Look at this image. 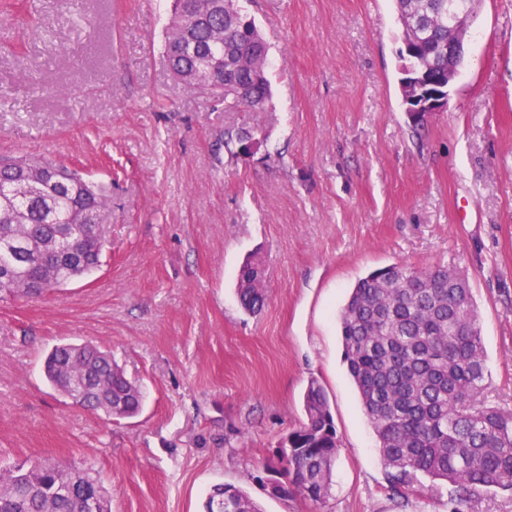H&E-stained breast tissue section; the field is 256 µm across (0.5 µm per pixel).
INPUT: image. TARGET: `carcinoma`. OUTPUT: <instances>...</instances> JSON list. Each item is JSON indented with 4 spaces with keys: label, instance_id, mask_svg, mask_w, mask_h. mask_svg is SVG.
I'll use <instances>...</instances> for the list:
<instances>
[{
    "label": "carcinoma",
    "instance_id": "1",
    "mask_svg": "<svg viewBox=\"0 0 512 512\" xmlns=\"http://www.w3.org/2000/svg\"><path fill=\"white\" fill-rule=\"evenodd\" d=\"M398 20L410 15L419 42L409 60L419 72L448 73V0H396ZM164 53L175 81L191 93L224 99L230 112H265L270 98L269 47L238 0L200 23L192 0H174ZM106 191L61 162L45 157L0 158V265L15 271L0 299L32 297L28 286L55 288L101 265L105 245L85 214L108 206ZM257 260L238 278L242 307L265 303ZM450 267L392 264L352 289L340 313L344 360L379 442L389 480L402 495L424 490L419 476L451 486L448 512L482 489L512 491V413L482 392L486 354L470 285L448 283ZM51 386L84 408L108 417L139 413L143 394L112 355L93 344L65 343L48 355ZM307 421L277 450L282 476L274 488L317 504L330 494L339 440L326 392L312 381L303 396ZM0 512H111V500L90 469L64 462L0 470ZM224 512H261L242 490L224 486Z\"/></svg>",
    "mask_w": 512,
    "mask_h": 512
}]
</instances>
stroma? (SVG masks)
<instances>
[{
  "mask_svg": "<svg viewBox=\"0 0 512 512\" xmlns=\"http://www.w3.org/2000/svg\"><path fill=\"white\" fill-rule=\"evenodd\" d=\"M269 45L267 111L186 92L164 60L172 0H0V156H46L103 186L101 267L0 300V465L88 462L112 512H204L218 485L263 512H448L401 497L344 361L356 281L397 263L467 275L486 400L512 413V0H481L448 106L413 129L394 0H239ZM248 128L250 153L228 149ZM264 309L243 311V261ZM111 351L141 414L111 419L46 381L53 346ZM340 440L331 494L255 475L306 420L310 381Z\"/></svg>",
  "mask_w": 512,
  "mask_h": 512,
  "instance_id": "stroma-1",
  "label": "stroma"
}]
</instances>
